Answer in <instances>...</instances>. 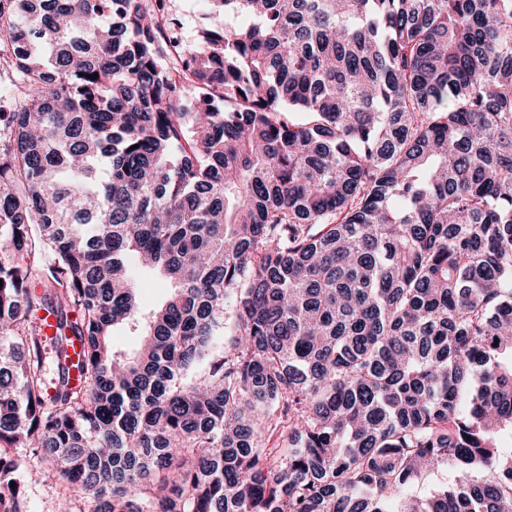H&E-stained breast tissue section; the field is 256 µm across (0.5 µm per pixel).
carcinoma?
<instances>
[{"label":"carcinoma","mask_w":512,"mask_h":512,"mask_svg":"<svg viewBox=\"0 0 512 512\" xmlns=\"http://www.w3.org/2000/svg\"><path fill=\"white\" fill-rule=\"evenodd\" d=\"M208 2L0 0V512H512V0ZM132 273L139 284L138 295L145 307H152L160 302L168 292L167 282L159 276L143 273L132 265ZM14 455L21 459L19 476L24 484L30 512H56L59 486H52L44 473L45 465L33 457L29 448H16Z\"/></svg>","instance_id":"obj_1"}]
</instances>
